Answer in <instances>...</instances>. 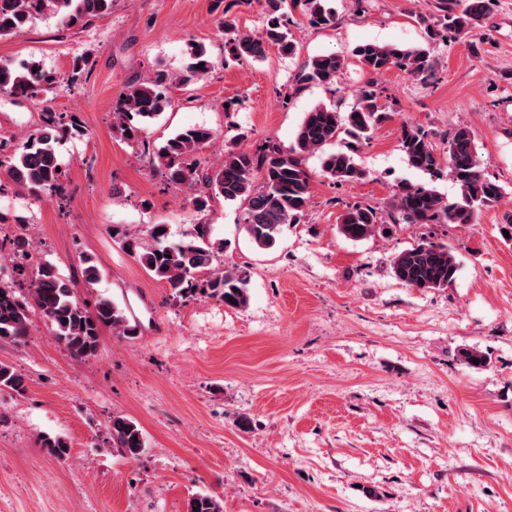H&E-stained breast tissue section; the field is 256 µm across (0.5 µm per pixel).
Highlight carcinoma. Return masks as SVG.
Instances as JSON below:
<instances>
[{"instance_id":"obj_1","label":"carcinoma","mask_w":512,"mask_h":512,"mask_svg":"<svg viewBox=\"0 0 512 512\" xmlns=\"http://www.w3.org/2000/svg\"><path fill=\"white\" fill-rule=\"evenodd\" d=\"M237 0L224 6L221 28L229 34L224 43V64L242 60L260 61L268 49L277 48L283 56H293L296 45L289 38L288 14L283 11L286 0H265L263 34L254 37L236 29L230 11ZM115 0H0V38L12 36L43 16H60L70 26L83 25L112 13ZM310 25L317 28L336 24L337 10L327 0H293ZM456 0H437L439 15L428 29L429 41H446L448 34L468 37L490 17L491 0H467L457 10ZM352 55L371 75L396 69L406 76L427 83L435 78V60L427 46L359 44ZM346 65L345 58L333 53L313 57L295 74L298 87L332 85ZM212 61L205 47L192 49L186 75L177 77L164 69L154 76L128 85L113 112L112 131L121 140L135 144L148 156L153 168L164 171L168 183L192 192L189 205L199 214L209 210L213 199L241 201L244 204L243 229L259 248L275 245L283 226L296 224L308 209L311 199V174L305 166L307 156L319 158L322 172L336 182L349 183L361 179L365 171L356 160L359 146L369 141L374 130L389 119L379 103L374 81H369L355 95L351 110L345 114L318 105L307 112L297 129L295 143L288 151L268 143L258 152L243 149L224 151L222 162L205 166L200 153L214 138L204 126L182 129L169 138L158 151L150 150L145 128L169 106L163 88L183 83L211 70ZM60 78L46 72L37 61L17 66L0 60V95L38 99ZM81 131L75 118L51 109L41 114L39 127L23 142L12 146L0 143V184L40 198L61 193L64 172L56 144ZM348 138L346 149H334L340 136ZM445 159H439L427 131L411 125L402 126L401 149L408 166L431 177L446 165L448 176L459 189V197L448 202L427 184L401 181L397 185L391 207L383 212L373 206H355L339 217L337 229L345 238L361 241L385 232L392 224H471L483 206L502 198L504 188L487 179L472 132L456 128L447 139ZM164 224H153L151 241L128 236L115 230L122 247L149 275L169 288L172 300L185 302L201 294L224 301L234 309L249 302V275L240 267L220 263L224 244L210 239L209 225H192L183 240L170 246L163 244ZM11 246L17 275H30L27 288L0 281V341L24 344L32 333L31 315L37 313L48 325L51 336L74 358L94 357L100 346L103 329L118 336H134L125 308L101 297L93 306L77 297L74 285L62 279L48 263L31 265L34 239L25 217H16ZM85 287L92 288L100 279V270L92 258L80 257ZM393 274L403 284L421 290L446 288L458 270L456 258L446 244L421 241L393 258ZM461 358L470 368L482 369L490 363L489 353L477 349L462 351ZM479 360L474 364L473 360ZM26 376L13 366L0 362V392L26 393ZM112 447L129 460L145 451L140 425L122 414L112 416L109 423ZM40 447L51 457L66 461L70 444L60 436H44ZM186 512H224L223 501L208 492H195L187 500Z\"/></svg>"}]
</instances>
